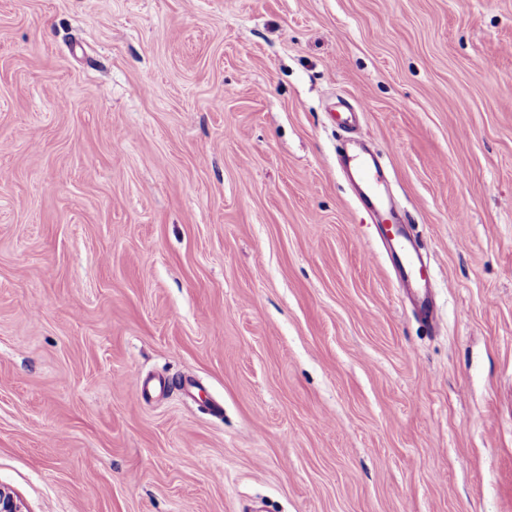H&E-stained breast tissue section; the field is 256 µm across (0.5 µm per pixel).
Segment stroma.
<instances>
[{"label":"stroma","mask_w":512,"mask_h":512,"mask_svg":"<svg viewBox=\"0 0 512 512\" xmlns=\"http://www.w3.org/2000/svg\"><path fill=\"white\" fill-rule=\"evenodd\" d=\"M349 105L438 327L338 166ZM0 486L512 512V0H0Z\"/></svg>","instance_id":"35a3bbf8"}]
</instances>
